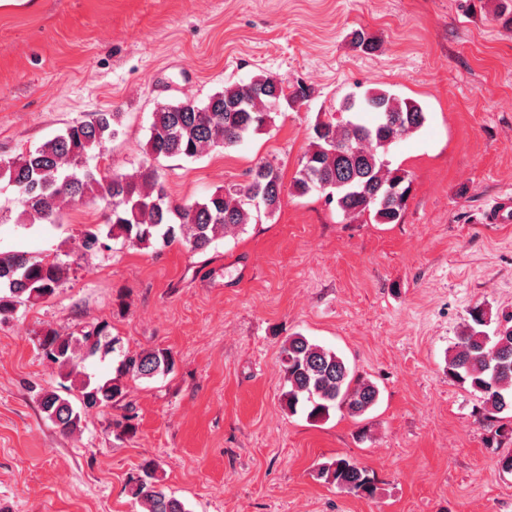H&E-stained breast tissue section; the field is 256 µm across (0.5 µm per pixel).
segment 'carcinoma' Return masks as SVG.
Returning <instances> with one entry per match:
<instances>
[{
  "label": "carcinoma",
  "mask_w": 512,
  "mask_h": 512,
  "mask_svg": "<svg viewBox=\"0 0 512 512\" xmlns=\"http://www.w3.org/2000/svg\"><path fill=\"white\" fill-rule=\"evenodd\" d=\"M307 97L301 86L290 91L276 78L260 75L245 85L226 86L204 103L186 99L162 104L153 113L147 154L154 161L196 159L212 148L235 147L270 123L282 104ZM340 111L347 118H331L314 126L313 140L293 183L296 192L306 194L321 185L328 201L345 214L372 213L381 224L398 221L409 192L405 186L408 174L390 168L388 147L421 129L426 113L413 101L376 89L346 97ZM366 113L373 119L365 120ZM120 116L119 112H98L87 120H74L35 150L0 159V179L18 193L19 220L56 224L64 201L106 202L112 207L110 222L85 224L79 232L78 251L88 259L109 249L110 240L128 247L163 248L180 243L192 253H204L252 218L272 215L280 208L285 186L280 171L269 161L254 163L244 182L185 204L168 199L152 166L136 177L101 174L90 164V152L119 135ZM65 271L61 261H32L23 254L0 256V316L22 302L54 294ZM469 317L448 356V377L479 393L490 417L512 414V315L494 320L477 304ZM39 345L64 378L72 376L85 360L120 350V340L112 336L106 323L75 334L47 329ZM173 366L171 355L164 350L125 354L115 377L95 383L88 377L83 380L82 404L110 407L123 395V377L151 379L170 372ZM281 368L288 387L283 393L288 409L301 408L311 420L326 418L332 409L362 416L378 401L374 384L357 377L335 352L304 336L288 338L281 349ZM40 406L60 431L71 433L78 428L80 413L58 393L44 391ZM317 477L361 497L376 494L369 471L346 457L321 464ZM129 483L133 494L143 499L145 512H188L182 501L156 486L152 463L142 465Z\"/></svg>",
  "instance_id": "carcinoma-1"
}]
</instances>
